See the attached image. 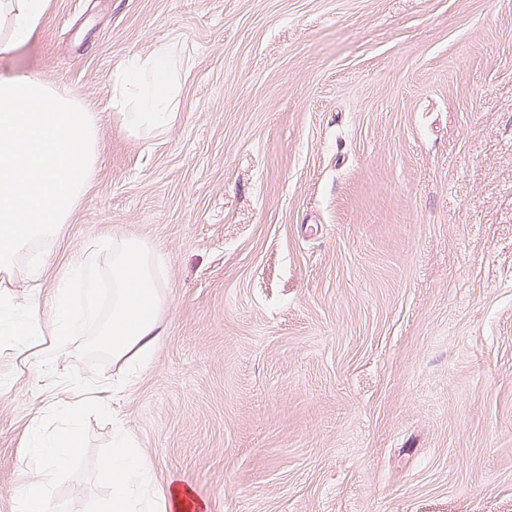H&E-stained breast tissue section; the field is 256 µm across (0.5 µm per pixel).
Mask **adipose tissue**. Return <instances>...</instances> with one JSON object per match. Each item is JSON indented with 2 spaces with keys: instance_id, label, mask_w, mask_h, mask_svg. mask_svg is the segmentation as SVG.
Wrapping results in <instances>:
<instances>
[{
  "instance_id": "adipose-tissue-1",
  "label": "adipose tissue",
  "mask_w": 512,
  "mask_h": 512,
  "mask_svg": "<svg viewBox=\"0 0 512 512\" xmlns=\"http://www.w3.org/2000/svg\"><path fill=\"white\" fill-rule=\"evenodd\" d=\"M46 0H0V53L25 45L36 33ZM181 58L162 53L130 57L111 81L119 94L112 106L134 127L167 125L177 95L173 80ZM100 152L95 112L40 76L0 77V334L18 344L28 377L45 408L68 415L109 409L110 389L65 381L50 364L69 353L85 324L100 322L113 363L143 368L161 339L166 297L155 275V258L141 240L109 241L108 278H100L95 256L86 255L43 292L40 248L56 239L80 203ZM112 290L111 311L100 318L94 303L100 281ZM73 426L48 439L26 440L29 471L19 479L18 512H47V489L70 462ZM125 425H118L112 454L103 463L110 496L108 512H208L179 476L155 491L151 461L135 452Z\"/></svg>"
}]
</instances>
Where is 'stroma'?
<instances>
[{
  "mask_svg": "<svg viewBox=\"0 0 512 512\" xmlns=\"http://www.w3.org/2000/svg\"><path fill=\"white\" fill-rule=\"evenodd\" d=\"M171 48L173 118L131 132L110 74ZM20 73L100 123L46 287L115 233L167 300L50 512H103L116 415L209 512H512V0H48ZM56 371L119 376L95 325ZM58 424L0 337V512Z\"/></svg>",
  "mask_w": 512,
  "mask_h": 512,
  "instance_id": "1",
  "label": "stroma"
}]
</instances>
